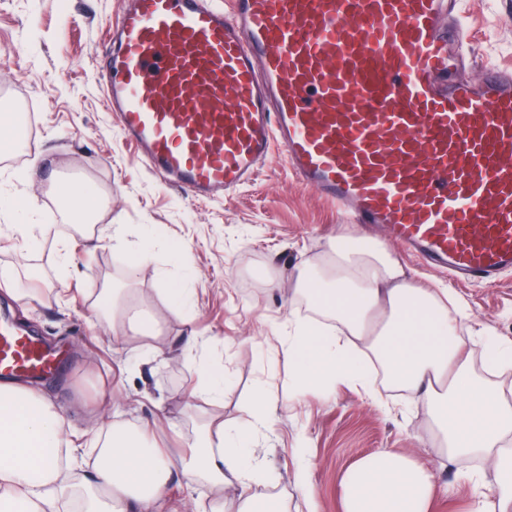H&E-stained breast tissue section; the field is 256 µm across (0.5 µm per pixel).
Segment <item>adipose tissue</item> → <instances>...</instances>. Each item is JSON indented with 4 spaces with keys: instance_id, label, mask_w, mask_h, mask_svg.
Here are the masks:
<instances>
[{
    "instance_id": "adipose-tissue-1",
    "label": "adipose tissue",
    "mask_w": 512,
    "mask_h": 512,
    "mask_svg": "<svg viewBox=\"0 0 512 512\" xmlns=\"http://www.w3.org/2000/svg\"><path fill=\"white\" fill-rule=\"evenodd\" d=\"M316 313L336 322L323 330L292 316L285 338L298 385L345 381L370 391L372 377L353 353L361 348L392 383L424 399L448 459L475 458L485 467L463 471L459 482L479 487L472 512H512V404L474 373L459 336L462 306L448 308L445 288L407 282L385 252L333 248L298 277ZM116 336L139 335L153 325L121 288L99 304ZM67 420L39 384H0V512H164L173 472L215 492L212 512H260L268 480L250 456L246 436L267 429L259 403L247 426L205 424L187 453L158 448L143 430L101 422L95 482L76 484L77 464L66 448ZM343 512H429L437 485L430 467L382 448L361 459L341 480ZM234 488L225 498L226 488Z\"/></svg>"
}]
</instances>
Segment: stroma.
<instances>
[{"label": "stroma", "mask_w": 512, "mask_h": 512, "mask_svg": "<svg viewBox=\"0 0 512 512\" xmlns=\"http://www.w3.org/2000/svg\"><path fill=\"white\" fill-rule=\"evenodd\" d=\"M126 0H0V109L26 101L35 129L12 153H0V190L34 199L36 224H61L69 263L58 266L56 239L22 242L0 236V308L28 323L62 350L57 372L42 386L64 410L67 437L84 461L78 479L94 476L92 414L145 429L164 448L186 449L200 425L217 417L232 426L254 412L265 392L274 414L252 450L269 473L265 489L282 512H343L342 473L364 456L390 448L429 465L438 493L431 512H470L471 486L458 483L468 461L444 459L441 435L417 396L378 402L346 382L299 388L284 341L298 313L297 273L311 268L337 236L383 247L425 288L447 287L465 304L473 360L493 355V342L512 344V272L491 287L450 284L421 268L389 229L369 234L292 176L274 151L248 185L221 200L196 202L161 185L120 132L105 103L100 63L111 47L105 27ZM463 30L477 79L494 62L512 71V0H461ZM78 179L108 197L95 222L66 227L54 184ZM125 225L139 242L153 225L158 244L138 274L133 250L114 247L111 227ZM180 248L186 268L175 267ZM32 271V300L5 291L9 270ZM126 288L153 314L148 336H116L97 316L102 288ZM192 295L174 313L170 289ZM224 372V399L190 401L199 368ZM309 487L294 482L298 463Z\"/></svg>", "instance_id": "stroma-1"}]
</instances>
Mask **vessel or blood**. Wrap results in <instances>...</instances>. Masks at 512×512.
<instances>
[{"mask_svg": "<svg viewBox=\"0 0 512 512\" xmlns=\"http://www.w3.org/2000/svg\"><path fill=\"white\" fill-rule=\"evenodd\" d=\"M233 2L130 0L115 20L106 103L164 185L221 198L279 148L422 266L484 284L512 270V74L462 78L455 0ZM54 365L0 321V379Z\"/></svg>", "mask_w": 512, "mask_h": 512, "instance_id": "b4317fda", "label": "vessel or blood"}]
</instances>
